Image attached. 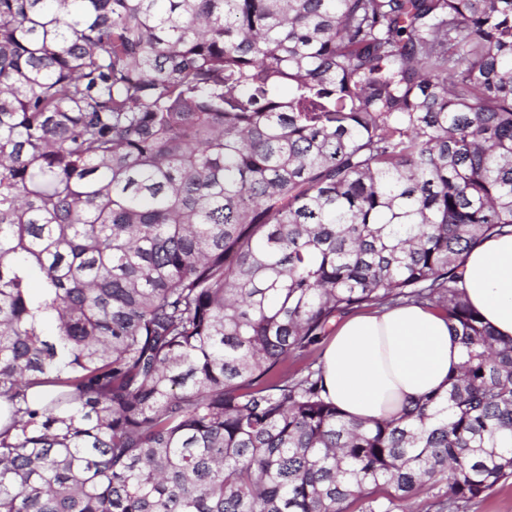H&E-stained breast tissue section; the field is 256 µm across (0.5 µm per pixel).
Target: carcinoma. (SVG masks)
<instances>
[{"label":"carcinoma","mask_w":512,"mask_h":512,"mask_svg":"<svg viewBox=\"0 0 512 512\" xmlns=\"http://www.w3.org/2000/svg\"><path fill=\"white\" fill-rule=\"evenodd\" d=\"M509 232L512 0H0V512H460L512 476L462 277ZM406 303L446 391L356 422L288 375ZM446 482L427 484L412 499L401 503L396 512H438L447 498Z\"/></svg>","instance_id":"1"}]
</instances>
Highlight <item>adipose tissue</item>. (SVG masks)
I'll return each instance as SVG.
<instances>
[{"mask_svg":"<svg viewBox=\"0 0 512 512\" xmlns=\"http://www.w3.org/2000/svg\"><path fill=\"white\" fill-rule=\"evenodd\" d=\"M471 306L497 336L512 340V234L473 247L464 264ZM464 351L441 312L415 304L346 318L325 352L329 398L347 418H396L421 397L443 391Z\"/></svg>","mask_w":512,"mask_h":512,"instance_id":"1","label":"adipose tissue"}]
</instances>
